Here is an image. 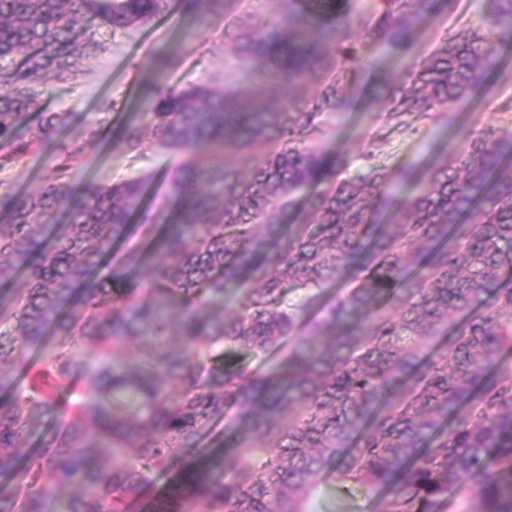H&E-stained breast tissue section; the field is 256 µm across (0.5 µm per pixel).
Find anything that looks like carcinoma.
<instances>
[{"label":"carcinoma","instance_id":"carcinoma-1","mask_svg":"<svg viewBox=\"0 0 512 512\" xmlns=\"http://www.w3.org/2000/svg\"><path fill=\"white\" fill-rule=\"evenodd\" d=\"M273 2L179 0L224 24V79L153 85L120 137L152 128L169 205L146 203L152 172L73 198L90 127L0 217V512H312L328 475L386 490L384 512H512V118L425 168H383L381 131L355 177L322 147L363 47L399 68L374 90L392 128L512 82V0L425 57L422 22L459 0ZM168 10L0 0V170L67 126L45 112L16 141L39 84L83 72L89 19ZM290 286L316 293L291 307Z\"/></svg>","mask_w":512,"mask_h":512}]
</instances>
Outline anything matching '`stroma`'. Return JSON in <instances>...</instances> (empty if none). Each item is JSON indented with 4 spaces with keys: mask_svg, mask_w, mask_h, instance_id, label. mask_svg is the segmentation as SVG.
<instances>
[{
    "mask_svg": "<svg viewBox=\"0 0 512 512\" xmlns=\"http://www.w3.org/2000/svg\"><path fill=\"white\" fill-rule=\"evenodd\" d=\"M485 7L483 0H460L455 13L425 21L426 33L419 49L429 53L448 32L463 25H478ZM91 34L97 50L84 62L77 83L62 84L49 79L41 90L44 111L69 114L70 124L55 140L51 151L31 152L19 163L0 172V195L32 193L39 189L57 154L84 128L104 125L106 145L89 146L81 160L75 187L95 181L110 184L157 168L149 191V203L166 205L169 183L161 172L159 157L139 158L119 140L121 128L144 98L148 85L158 83L185 87L224 76V29L216 23H198L181 16L177 7L145 26L114 31L93 25ZM366 67L352 79L355 109L336 123L335 136L323 142L328 153L346 152L351 165L348 176L362 168L358 155L372 133L382 126L380 105L373 99L375 79L381 68L376 49L365 51ZM512 115V84L488 96L457 105L456 126L479 129L503 116ZM447 130L429 123L419 129L400 128L391 133L382 164L390 170L430 162L446 141ZM385 490L370 493L353 484L326 477L315 501V512H383Z\"/></svg>",
    "mask_w": 512,
    "mask_h": 512,
    "instance_id": "35a3bbf8",
    "label": "stroma"
}]
</instances>
